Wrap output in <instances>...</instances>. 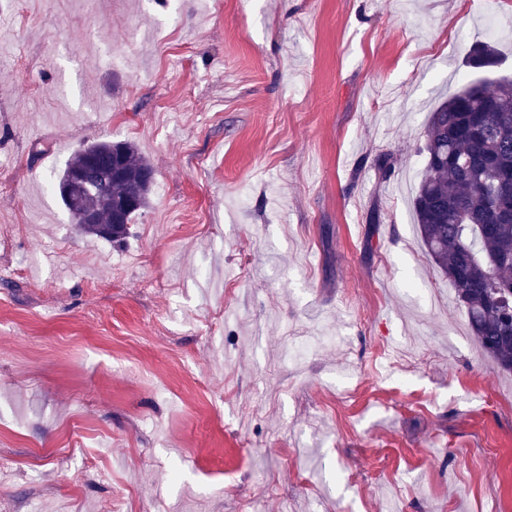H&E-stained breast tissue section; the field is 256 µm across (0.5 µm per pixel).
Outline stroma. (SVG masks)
Masks as SVG:
<instances>
[{
    "label": "stroma",
    "instance_id": "1",
    "mask_svg": "<svg viewBox=\"0 0 512 512\" xmlns=\"http://www.w3.org/2000/svg\"><path fill=\"white\" fill-rule=\"evenodd\" d=\"M1 49L0 512H512V372L413 212L512 0H0ZM100 139L154 168L119 243L49 188Z\"/></svg>",
    "mask_w": 512,
    "mask_h": 512
}]
</instances>
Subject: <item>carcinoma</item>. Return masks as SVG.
Wrapping results in <instances>:
<instances>
[{"instance_id": "carcinoma-1", "label": "carcinoma", "mask_w": 512, "mask_h": 512, "mask_svg": "<svg viewBox=\"0 0 512 512\" xmlns=\"http://www.w3.org/2000/svg\"><path fill=\"white\" fill-rule=\"evenodd\" d=\"M477 68L498 64L494 47L470 49ZM426 174L413 200L422 244L448 277L469 328L499 368L512 371V303L491 302L494 286L512 284V218L493 205L491 188L512 180V80L480 83L439 104L424 130ZM93 158L90 186L67 189L69 173ZM154 170L131 142L80 147L56 182V192L82 234L125 237L147 204Z\"/></svg>"}]
</instances>
